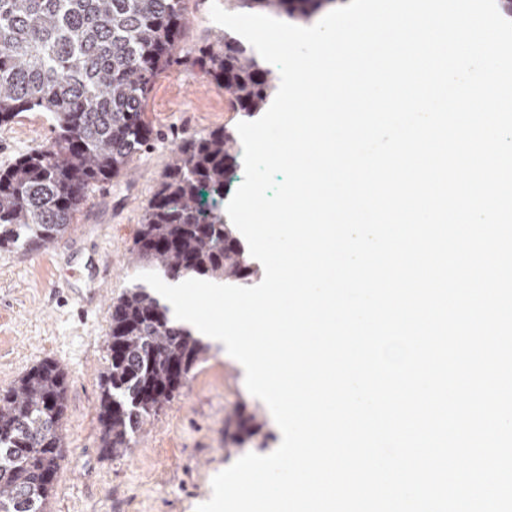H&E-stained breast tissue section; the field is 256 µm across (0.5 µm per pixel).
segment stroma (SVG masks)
<instances>
[{
  "mask_svg": "<svg viewBox=\"0 0 512 512\" xmlns=\"http://www.w3.org/2000/svg\"><path fill=\"white\" fill-rule=\"evenodd\" d=\"M185 6L187 33L178 57L147 96L151 139L127 174L95 185L52 248L0 249V389L45 359L58 360L68 376L64 460L47 512H195L209 500L212 478L256 449L257 442L239 446L224 435L240 403L257 413L268 450L281 442L267 405L247 391L242 365L213 350L141 426L124 455L100 452L97 408L112 300L135 285L130 249L153 187L182 137L232 129L242 119L223 87L188 59L203 43L224 40L223 26L210 17V0H186ZM53 136L45 112H24L0 125V169ZM98 281L103 302L87 317L59 303L68 290L84 292Z\"/></svg>",
  "mask_w": 512,
  "mask_h": 512,
  "instance_id": "obj_1",
  "label": "stroma"
}]
</instances>
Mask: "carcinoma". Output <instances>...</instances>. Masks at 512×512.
<instances>
[{"label":"carcinoma","mask_w":512,"mask_h":512,"mask_svg":"<svg viewBox=\"0 0 512 512\" xmlns=\"http://www.w3.org/2000/svg\"><path fill=\"white\" fill-rule=\"evenodd\" d=\"M185 0H0V125L23 112L53 115L54 139L0 169V247L47 248L72 224L89 188L110 181L147 142L143 119L154 78L167 69L186 24ZM325 0H225L232 12L308 19ZM224 86L239 111H263L271 71L234 37L200 48L193 60ZM236 139L219 128L189 135L156 183L131 249L133 263L172 279L249 283L259 274L224 215L202 208L224 194ZM109 364L98 419L102 451L123 455L131 436L174 398L209 345L172 322L143 288L112 300ZM65 372L33 367L0 392V512H45L63 461ZM235 441L260 434L236 408Z\"/></svg>","instance_id":"obj_1"}]
</instances>
